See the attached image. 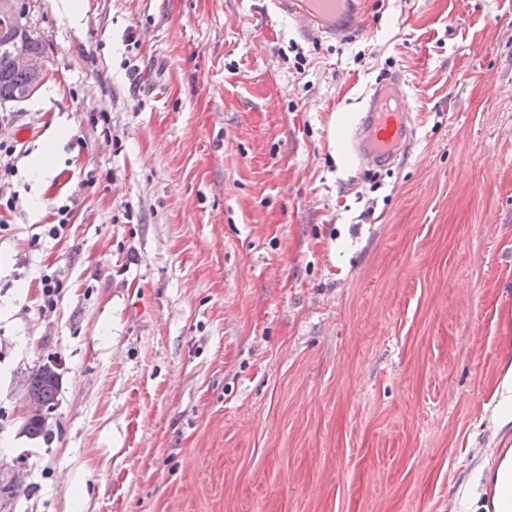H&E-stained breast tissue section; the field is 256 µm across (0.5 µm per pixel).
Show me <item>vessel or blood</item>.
Here are the masks:
<instances>
[{
  "instance_id": "b4317fda",
  "label": "vessel or blood",
  "mask_w": 512,
  "mask_h": 512,
  "mask_svg": "<svg viewBox=\"0 0 512 512\" xmlns=\"http://www.w3.org/2000/svg\"><path fill=\"white\" fill-rule=\"evenodd\" d=\"M289 15L312 33L334 37L360 31L363 19L357 0H281ZM408 82L394 73L374 87L367 100V114L355 127L340 124L336 139L352 162L367 159L376 164L391 162L407 145L415 130L406 110Z\"/></svg>"
}]
</instances>
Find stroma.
Wrapping results in <instances>:
<instances>
[{
	"label": "stroma",
	"instance_id": "35a3bbf8",
	"mask_svg": "<svg viewBox=\"0 0 512 512\" xmlns=\"http://www.w3.org/2000/svg\"><path fill=\"white\" fill-rule=\"evenodd\" d=\"M27 2L48 73L0 111V512H450L512 448L484 411L512 359V0H364L336 39L277 0ZM399 71L411 143L348 165L340 119ZM16 141H0V208L16 209L19 196L13 187V177L18 172L17 159L21 151L17 152ZM41 282L43 300L42 309L53 311L57 308L61 299L63 282L62 280L50 275H44ZM46 375L47 374L43 370V367H40L38 370H36L32 374L28 386V390L31 393H28L25 396L23 421L26 424L27 422L33 420L26 425V433L30 436H45L49 431L45 428V422L38 419H45L46 422L49 419V416H45L43 405L46 406L49 410L52 409V407L55 405L59 381H51L47 378Z\"/></svg>",
	"mask_w": 512,
	"mask_h": 512
}]
</instances>
